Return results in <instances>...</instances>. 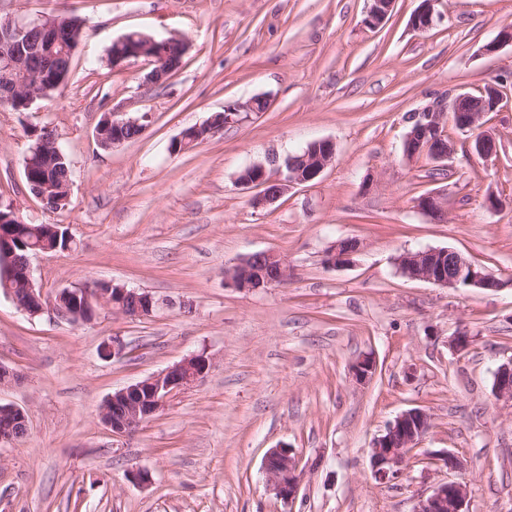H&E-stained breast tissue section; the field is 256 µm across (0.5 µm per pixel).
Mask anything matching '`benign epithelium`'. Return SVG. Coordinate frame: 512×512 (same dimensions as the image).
Instances as JSON below:
<instances>
[{"instance_id": "7a95c632", "label": "benign epithelium", "mask_w": 512, "mask_h": 512, "mask_svg": "<svg viewBox=\"0 0 512 512\" xmlns=\"http://www.w3.org/2000/svg\"><path fill=\"white\" fill-rule=\"evenodd\" d=\"M371 6L365 23L376 27L387 17L393 0H370ZM437 0H421V4L411 17L413 29L427 31L433 23L434 3ZM58 21L45 16L37 22L19 24L14 20L0 19V71L6 78L0 81V104L17 110L27 109L38 99H44L55 87L64 83L66 74L56 68L52 49L56 45L55 33ZM38 32L44 39L45 51L42 71L35 82L22 79L32 67V57L23 51L32 32ZM167 40L159 41L153 36L132 34L120 37L112 43V67H120L131 58L144 57L154 61L159 47ZM470 96L456 94L447 105L437 103L414 114L418 124L406 133L403 142L405 159L412 160L427 156L432 162L442 164L454 152L450 143L437 144L443 138L442 129L448 122L455 123L461 130L474 133L471 150L480 157H489L496 152V140L492 134L479 130L484 114L495 111L501 103L499 89L494 84L485 86L482 98L476 108L468 109L465 104ZM267 101L254 98L245 103H235L224 107L222 126L235 124L248 118L250 114L265 111ZM148 116L136 119H122L115 112H105L96 127V139L101 147L112 149L125 143L121 133L130 127H146ZM216 116H211L204 124L183 131L172 146L181 151L199 142L197 133L215 124ZM336 155L334 143L321 139L309 143L303 158L304 165L298 167L273 157L270 165L276 175H271L262 164L250 166L252 177L241 180V185L257 189L252 197L256 208L274 203L286 187L292 184H305L317 179ZM33 195L43 203L47 211L56 207L49 203L54 190L46 184H31ZM416 207L424 214L438 219L445 213L443 194L430 192L416 199ZM358 251V242L351 239L340 240L327 252L325 263L333 267L349 264ZM399 271L413 279L423 280L444 288H455L464 282L466 285L484 291H497L504 282L463 257L459 252L448 248L427 249L417 252H404L396 258ZM0 267L5 268L3 293L12 301L17 295H27V303L20 306L32 316L45 310L58 317L73 322H89L98 310L131 304L134 315L148 316L153 313L155 302L152 296L135 288L111 284L109 288L94 286L82 292L75 291V301L68 305L57 299L46 303L43 290L36 287L32 277L30 255H20L8 239L0 238ZM288 280V266L274 252L253 253L224 271L226 285L241 291H253L269 284ZM102 354L119 359L126 353V344L118 337L101 346ZM210 368V358L203 354H193L183 358L171 367L150 375L124 389L112 393L101 405L99 418L102 424L116 435L136 431L143 423L163 411L171 398L182 390L193 387ZM495 396L512 400V361L499 367L495 377ZM430 428V416L422 409L414 408L399 414L389 422L384 434L374 439L370 464L372 474L379 480L395 479L406 469L408 457L413 448ZM29 432V419L25 413L10 405L0 404V445L12 444ZM264 471L276 497L291 501L300 490L303 472L299 460L289 448L278 446L270 449L264 458ZM467 485L455 481H443L434 488L431 495L419 500L414 512H467Z\"/></svg>"}]
</instances>
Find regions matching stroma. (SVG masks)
<instances>
[{"mask_svg":"<svg viewBox=\"0 0 512 512\" xmlns=\"http://www.w3.org/2000/svg\"><path fill=\"white\" fill-rule=\"evenodd\" d=\"M394 0L365 22L368 0H0V16L77 15L83 38L65 83L22 112L0 109V201L29 224H62L75 245L32 256L45 296L91 280L150 293L147 317L100 310L73 324L29 316L0 293V365L18 375L0 404L23 409L26 438L0 446V512H414L439 482L469 488L468 512H512V401L493 391L512 360V46L487 44L512 27V0ZM139 30L184 38L189 50L164 83L147 60L106 65L114 40ZM497 84L483 123L497 152L471 154L447 125L446 174L407 161L410 116L459 92ZM266 111L175 152L183 130L255 97ZM148 116L140 136L102 150L103 113ZM54 131L71 168L69 206L49 212L28 190L31 130ZM332 140L315 181L264 208L238 174ZM438 191L444 218L416 199ZM495 205H488V198ZM353 239L352 264L329 268L328 248ZM449 248L505 282L490 292L404 276L406 251ZM271 251L287 283L240 291L226 268ZM472 342L455 352L451 340ZM121 337L128 353L103 357ZM211 365L137 431L112 435L99 408L112 393L193 353ZM363 356L376 371L352 374ZM420 408L432 426L396 479L380 481L371 447L387 424ZM291 447L306 472L295 500L270 491L268 449ZM457 457L448 470L438 457ZM150 475L137 485L129 473Z\"/></svg>","mask_w":512,"mask_h":512,"instance_id":"35a3bbf8","label":"stroma"}]
</instances>
